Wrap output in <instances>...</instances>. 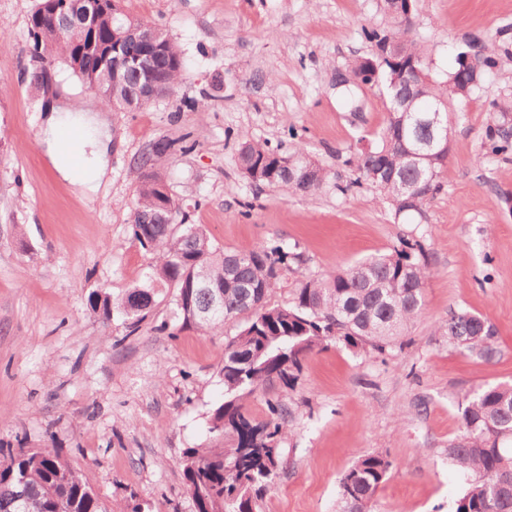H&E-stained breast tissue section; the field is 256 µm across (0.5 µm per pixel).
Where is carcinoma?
Segmentation results:
<instances>
[{"label":"carcinoma","instance_id":"carcinoma-1","mask_svg":"<svg viewBox=\"0 0 512 512\" xmlns=\"http://www.w3.org/2000/svg\"><path fill=\"white\" fill-rule=\"evenodd\" d=\"M45 2L39 0L27 23L32 80L43 81V54L50 50L71 74L91 86L101 59L94 53L79 54V43L93 37L104 52L112 48V29L132 17L100 11L91 31L64 35L62 17L43 13ZM411 25L410 19L396 20L391 28L363 30L371 47L390 41L400 45L401 54L380 65L377 89L385 99L386 119L376 144L346 159L359 173L354 184L373 188L378 202L396 219L424 218L428 201L440 189L446 156L434 152L423 159L408 157V148L423 146L426 128L417 122L421 113L404 122L403 113L393 111L389 84L414 59L423 72L420 107L439 99L464 102L497 65L494 54L484 47L478 70L465 67L459 57L454 69L435 79L425 49L408 38ZM160 48L154 54L151 41L145 40L122 44L120 53L133 60H151L153 79L166 95L180 81L183 59L168 37L160 41ZM143 94L141 76L133 68L116 91L101 88L105 105L128 112L144 107ZM483 149L486 155L512 153V98L492 103ZM238 152L247 180L286 195H313L330 178L328 170L300 148L284 155L245 139ZM166 157L167 152L155 149L143 158L145 171L131 215L134 239L152 255L149 272L120 298L91 292L89 304L105 323L118 310L134 332L160 304L161 289L167 287L173 289L182 328L222 334L227 323L243 321L240 330L224 341L219 369L224 402L208 422L215 445L184 449L182 473L195 512H256V501L277 477L276 443L288 432V408L279 399L268 398L269 416L258 420L247 407L248 399L275 380L292 386L308 355L330 343L352 349L368 346L377 353L397 345L421 313L431 266L420 241L406 238L387 253L310 277L291 302L269 306V290L293 265L303 262L302 253L282 243L217 247L201 225L188 223L172 195L159 189L162 178L156 167ZM219 294L221 305L209 311ZM442 328L448 344L470 356L488 363L500 356L497 329L484 317L453 311ZM461 428L448 444L449 462L467 477L453 512H512V385H488L466 393ZM390 467L380 454L356 458L340 478L338 512H374ZM0 512L109 510L59 450L20 445L0 447Z\"/></svg>","mask_w":512,"mask_h":512}]
</instances>
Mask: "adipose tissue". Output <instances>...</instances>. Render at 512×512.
<instances>
[{
  "label": "adipose tissue",
  "mask_w": 512,
  "mask_h": 512,
  "mask_svg": "<svg viewBox=\"0 0 512 512\" xmlns=\"http://www.w3.org/2000/svg\"><path fill=\"white\" fill-rule=\"evenodd\" d=\"M76 125L90 130L91 135L84 142L83 164L74 166L71 160L59 148L61 131L68 126ZM106 121L100 114H72L62 109L50 113L46 119L45 136L48 145L49 157L56 172L82 191L97 192L106 177L108 159L105 152L93 136L94 130L105 128Z\"/></svg>",
  "instance_id": "1"
}]
</instances>
